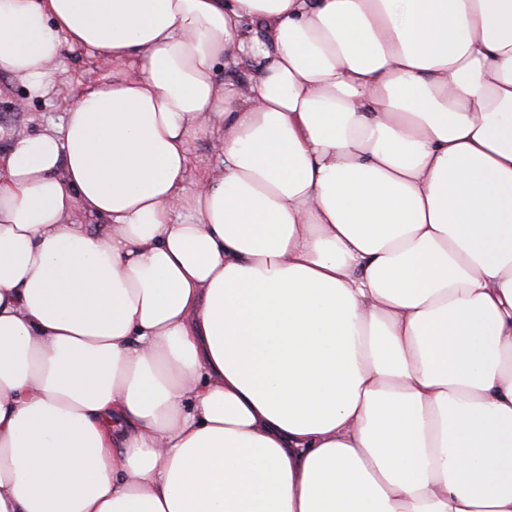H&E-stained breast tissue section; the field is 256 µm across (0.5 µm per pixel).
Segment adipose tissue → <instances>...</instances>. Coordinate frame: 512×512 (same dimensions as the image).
<instances>
[{
    "mask_svg": "<svg viewBox=\"0 0 512 512\" xmlns=\"http://www.w3.org/2000/svg\"><path fill=\"white\" fill-rule=\"evenodd\" d=\"M77 46L0 148V512H512V0H0L29 96ZM52 69L54 91L48 97L31 98L21 110L15 105L24 99L26 90L13 76L0 73L1 146L15 135L34 134L52 123L60 124L70 100L102 72L99 62L81 48L68 50ZM221 141L218 138H204L190 144V170L186 186L191 188L208 168L222 159Z\"/></svg>",
    "mask_w": 512,
    "mask_h": 512,
    "instance_id": "obj_1",
    "label": "adipose tissue"
}]
</instances>
